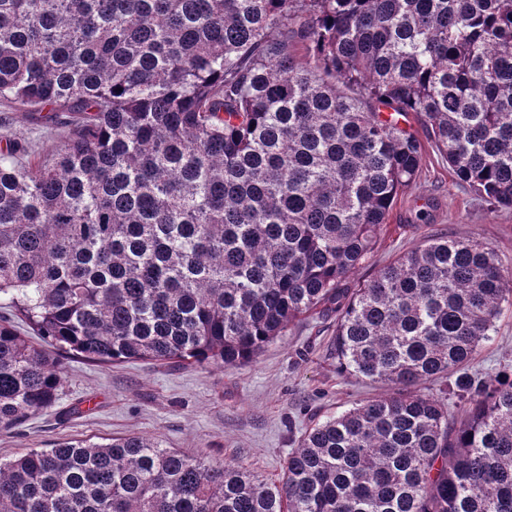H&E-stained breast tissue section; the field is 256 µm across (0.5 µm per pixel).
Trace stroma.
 Segmentation results:
<instances>
[{
	"label": "stroma",
	"instance_id": "35a3bbf8",
	"mask_svg": "<svg viewBox=\"0 0 512 512\" xmlns=\"http://www.w3.org/2000/svg\"><path fill=\"white\" fill-rule=\"evenodd\" d=\"M67 132L51 113L34 119L0 101V149L21 139L23 161H51ZM445 235L488 243L512 268V209L460 184L428 145L416 185L394 202L374 252L349 275L347 286L360 287L400 253ZM335 332V317L310 318L288 328L249 364L235 367L61 358L58 401L0 429V460L67 441L103 443L134 434L210 464H241L275 480L314 422L388 390L337 370ZM511 367L512 306H507L466 371L487 380Z\"/></svg>",
	"mask_w": 512,
	"mask_h": 512
}]
</instances>
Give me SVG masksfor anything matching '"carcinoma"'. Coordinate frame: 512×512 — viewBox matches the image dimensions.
<instances>
[{
	"instance_id": "obj_1",
	"label": "carcinoma",
	"mask_w": 512,
	"mask_h": 512,
	"mask_svg": "<svg viewBox=\"0 0 512 512\" xmlns=\"http://www.w3.org/2000/svg\"><path fill=\"white\" fill-rule=\"evenodd\" d=\"M0 97L74 115L52 163L0 154V298L37 335L244 366L332 312L336 367L391 387L307 429L275 482L143 436L63 442L0 461V512H512V373L462 372L512 271L436 237L344 287L419 177L412 112L512 209V0H0ZM60 388L0 320V427Z\"/></svg>"
}]
</instances>
